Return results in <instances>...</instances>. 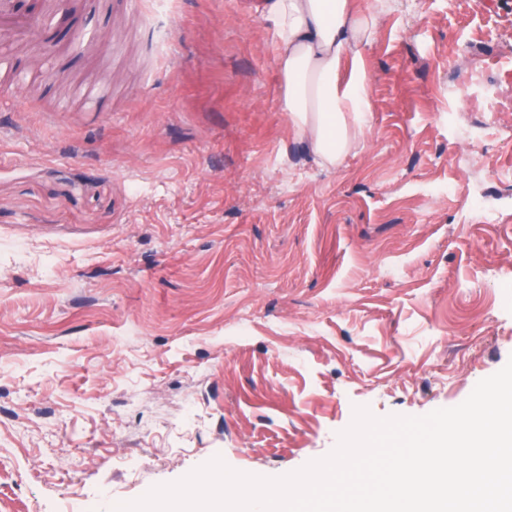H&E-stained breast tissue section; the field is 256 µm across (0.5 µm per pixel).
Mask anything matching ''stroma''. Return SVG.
<instances>
[{
	"instance_id": "35a3bbf8",
	"label": "stroma",
	"mask_w": 512,
	"mask_h": 512,
	"mask_svg": "<svg viewBox=\"0 0 512 512\" xmlns=\"http://www.w3.org/2000/svg\"><path fill=\"white\" fill-rule=\"evenodd\" d=\"M265 6L89 0L111 42L0 81V512H112L217 456L283 476L354 407L451 408L512 359V78L460 54L512 65V0L394 8L333 168Z\"/></svg>"
}]
</instances>
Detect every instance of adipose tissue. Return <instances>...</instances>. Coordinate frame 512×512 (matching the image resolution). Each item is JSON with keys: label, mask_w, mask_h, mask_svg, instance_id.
Instances as JSON below:
<instances>
[{"label": "adipose tissue", "mask_w": 512, "mask_h": 512, "mask_svg": "<svg viewBox=\"0 0 512 512\" xmlns=\"http://www.w3.org/2000/svg\"><path fill=\"white\" fill-rule=\"evenodd\" d=\"M282 110L320 165L355 150L367 125L363 54L388 13L384 0H270Z\"/></svg>", "instance_id": "adipose-tissue-1"}]
</instances>
